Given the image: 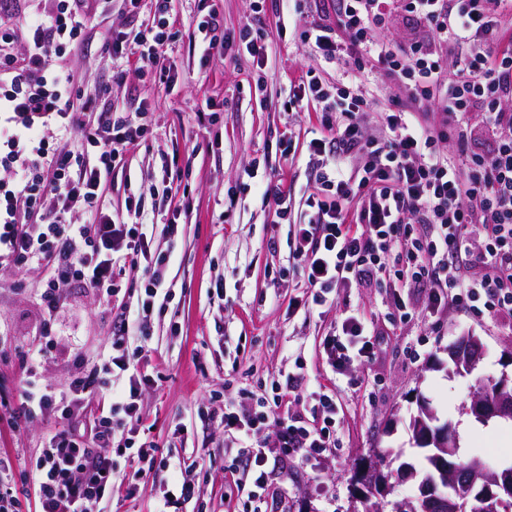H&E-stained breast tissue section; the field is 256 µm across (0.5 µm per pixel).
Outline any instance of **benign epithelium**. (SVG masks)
<instances>
[{"mask_svg": "<svg viewBox=\"0 0 512 512\" xmlns=\"http://www.w3.org/2000/svg\"><path fill=\"white\" fill-rule=\"evenodd\" d=\"M481 348L477 337L465 336L448 348V357L457 367L470 370ZM466 412L478 419L512 418V384L503 379L494 394H477ZM425 413V407H420V415L414 419L411 429L419 444L442 451L439 455L440 470L451 478L456 488L453 512H500L507 506L506 499L512 498V470L502 467L491 470L482 462L466 468L458 467L450 457L443 455L447 448L456 444L455 431L448 425L434 427L427 424L423 418ZM351 482V512H359L358 504L373 497L378 500L384 498L390 490L389 475L383 472L381 461L376 458L362 460L355 467ZM436 487L433 480L422 484V494L416 498L413 512H445L450 507L445 498L435 494Z\"/></svg>", "mask_w": 512, "mask_h": 512, "instance_id": "benign-epithelium-1", "label": "benign epithelium"}]
</instances>
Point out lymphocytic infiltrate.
<instances>
[{
  "instance_id": "obj_1",
  "label": "lymphocytic infiltrate",
  "mask_w": 512,
  "mask_h": 512,
  "mask_svg": "<svg viewBox=\"0 0 512 512\" xmlns=\"http://www.w3.org/2000/svg\"><path fill=\"white\" fill-rule=\"evenodd\" d=\"M99 0H49L22 30L9 22L22 0H0V166L12 190L0 196V263L30 264L48 272L52 296L59 270L94 291L114 295L116 264L140 271L137 319L118 314L108 360L84 370L66 390L28 377L15 415L70 417L96 402L89 435L57 430L29 477L39 512H99L116 478L111 447L141 421L139 398L154 385L131 374V336H148V314L165 284L168 258L152 254L128 201L124 213L101 204L104 181L143 143L144 112L121 117L94 102L74 104L75 81L64 62L85 47ZM158 20L134 37L112 40V57L134 61L140 73L170 79L162 50L174 34L169 0H154ZM423 36L398 46L384 40L394 10ZM512 0H338L334 25L310 24L304 47L325 62H374L372 75L391 90L374 108L349 73L328 85L308 68L291 86L288 104L314 110L318 125L307 143L314 190L293 229L288 262L304 292L306 312L339 298L352 286L381 288L391 318L414 308L428 314L456 307L512 322ZM478 125H471L472 114ZM56 126L63 145L45 151L40 132ZM80 135L79 150L69 143ZM451 150H443V143ZM82 222H74L73 213ZM378 322L350 311L324 341L328 365L345 373L353 358L374 353ZM128 373L109 403L98 396L103 376ZM251 394V407L225 405L215 423L236 436L233 466L249 481L239 490L252 512H284L272 485L300 458L320 459L336 447L338 405L332 389L318 392L310 416L282 412L283 388Z\"/></svg>"
}]
</instances>
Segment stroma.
I'll return each mask as SVG.
<instances>
[{
    "label": "stroma",
    "instance_id": "obj_1",
    "mask_svg": "<svg viewBox=\"0 0 512 512\" xmlns=\"http://www.w3.org/2000/svg\"><path fill=\"white\" fill-rule=\"evenodd\" d=\"M268 39L273 56L265 68L225 45L200 65L201 51L188 37L198 15V0H173L179 31L166 52L165 64L175 88L140 77L135 66L117 68L103 44L112 37L150 25L149 0L129 10L122 0H101L90 20V51L70 53L66 64L76 77L75 102L91 99L133 112L146 106L150 134L145 146L125 166L108 175L104 199L112 210L124 209L130 197L144 208L145 231L155 247L170 253L166 284L148 316V337H130L145 372H158L157 387L143 395L140 439L158 444L171 465L185 463L196 487L180 512H243L236 484L242 472H230L236 442L213 425L211 413L225 404L248 408L246 390L285 379L304 365L305 378L283 405L309 414L319 385L334 389L340 402L336 416L337 448L319 460L297 462L279 476L286 512H350L353 466L375 451L391 453L392 489L384 512L414 494L413 482L397 475L400 463L418 459L409 428L420 402L436 410L456 432L461 458L489 450L490 467L508 465L502 454L499 420L486 423L467 414L473 396L500 379H512V323L482 319L464 312L434 316L415 310L412 317L388 327L378 337L373 358L354 360L346 374L333 373L323 342L343 310L356 308L381 321L386 307L381 294L349 288L337 305L311 314L288 311L299 295L289 273L288 240L292 224L277 222L273 204L263 196L266 173H276L295 198L313 184V168L304 141L316 123L315 112L295 111L285 104L291 81L307 67L321 66L335 80L340 65L319 64L300 44L299 33L311 23L334 24L333 0H310L304 13L286 14L280 0H266ZM286 25L279 37L278 25ZM263 79L264 95L255 81ZM293 137L295 154L282 158L277 144ZM182 160V177L162 180V163ZM186 205L178 231L168 235L155 213L161 204ZM45 279L37 265L23 269L0 266V455L14 470L33 468L40 449L58 423L37 416L15 421L29 372L44 383L63 387L86 361L111 352L112 308L137 314L139 285L134 272H123L122 289L114 297L85 288L69 278L59 281L60 300L48 311L40 293ZM223 294H216V282ZM178 332H171V323ZM471 333L484 346L471 373L448 371L447 349ZM38 351L36 363L26 354ZM171 477L158 468L140 479L135 497L114 486L102 512H153L156 498Z\"/></svg>",
    "mask_w": 512,
    "mask_h": 512
}]
</instances>
